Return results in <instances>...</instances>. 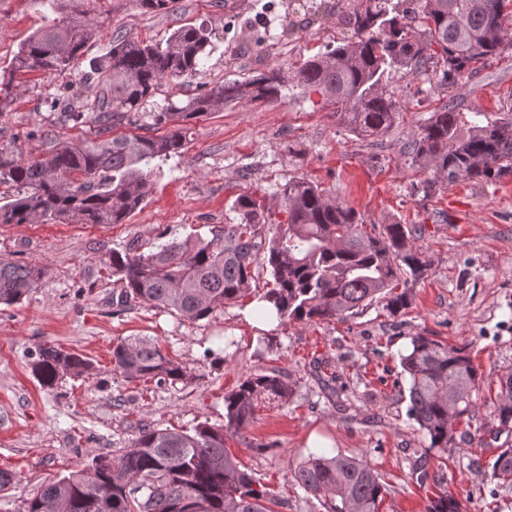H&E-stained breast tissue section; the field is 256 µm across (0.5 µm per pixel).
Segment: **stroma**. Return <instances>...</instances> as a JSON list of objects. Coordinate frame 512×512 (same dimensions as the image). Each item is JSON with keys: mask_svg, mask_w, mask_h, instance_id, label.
Returning <instances> with one entry per match:
<instances>
[{"mask_svg": "<svg viewBox=\"0 0 512 512\" xmlns=\"http://www.w3.org/2000/svg\"><path fill=\"white\" fill-rule=\"evenodd\" d=\"M93 15L99 28L86 45L91 57L118 34L159 40L200 24L215 32L201 72L164 84L154 98L158 108L258 69L292 71L344 36L335 16L320 14L279 39L288 0H179L173 14L143 11L136 0H96ZM247 19L261 38L250 47L237 34ZM44 23L36 0H0V72ZM64 84L41 72L17 76L14 102L0 113V145L38 151L40 142L26 136L36 127L85 137L86 126L61 123L49 108ZM388 89L398 116L383 136L355 135L331 101L293 87L281 100L229 104L193 122L184 153L165 162L125 223L0 224V261L46 271L21 303L0 304V470L16 476L0 492V512H24L38 485L56 473L97 454L119 455L140 426L223 424L225 393L271 369L290 383L291 397L258 400L228 446L243 469L287 501L284 512H323L292 478L296 462L317 446L362 458L379 473L380 512H426L444 491L462 512H512V491L490 476L499 448L512 443V430H500L496 417L498 379L512 369V173L483 187L444 182L424 199L413 186L431 172L403 153L446 102L491 118L512 113V45L452 85L403 70ZM295 177L353 207L365 226L415 229L430 270L413 284L407 309L393 315L376 303L343 321L285 318L264 328L252 314L270 278L260 268L249 293L199 321L146 303L120 304L121 286L106 268L112 251L233 223L242 194L273 223L286 222L282 189ZM416 335L466 346L482 375L471 413L445 448L431 447L409 415L400 356ZM133 336L157 341L186 368V379L131 382L113 371V345ZM43 345L82 355L91 373L42 386L30 364Z\"/></svg>", "mask_w": 512, "mask_h": 512, "instance_id": "35a3bbf8", "label": "stroma"}]
</instances>
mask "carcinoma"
Returning <instances> with one entry per match:
<instances>
[{
    "label": "carcinoma",
    "instance_id": "cac0c4a2",
    "mask_svg": "<svg viewBox=\"0 0 512 512\" xmlns=\"http://www.w3.org/2000/svg\"><path fill=\"white\" fill-rule=\"evenodd\" d=\"M64 18L47 22L25 40L0 77V112L9 105L13 74H63L80 63L96 22L85 0H43ZM361 0L336 11L320 0L314 12H337L351 41L327 46L291 77L279 69L226 80L184 105L169 102L148 116L168 126L157 137L115 134L137 123L163 82L199 73L212 33L193 25L153 42L117 35L105 53L68 83L71 99L61 120L90 125L94 138H61L33 130L43 139L36 155L0 146V185L13 190L0 205V224H122L145 202L160 163L183 153L192 121L240 102L274 101L288 82L321 93L336 103V115L359 136L378 137L394 124L398 104L386 89L393 71L440 73L448 84L474 70L480 60L512 43L505 28L508 0ZM412 162L433 176L414 186L427 199L441 180L487 185L512 172V115L475 123L448 102L434 112L410 142ZM287 223L273 224L248 195L235 202L236 224H214L210 237L190 233L144 253L132 242L114 250L106 263L122 284L127 302L147 303L190 320L209 317L225 302L242 297L263 268L271 276L264 300L277 318L343 319L378 300L396 314L409 305L407 279L429 270L424 253L411 243L405 224H387L372 234L357 212L325 195L304 178L283 190ZM40 268L0 261V304L20 302L43 277ZM32 372L45 387L65 373L83 375L91 363L82 356L41 346ZM113 370L128 379L182 381L186 370L146 338L112 347ZM409 385V415L433 448H446L454 424L470 411L481 373L466 348L414 336L401 358ZM497 417L512 425V370L498 379ZM290 385L274 370L253 374L224 396V424L201 422L181 430L142 426L130 447L117 456L98 454L83 468L58 475L27 500L24 512H278L284 506L241 469L226 442L252 419L259 398H287ZM494 479L512 486V444L492 464ZM295 483L312 494L324 512H379L384 486L368 463L355 457L311 453L294 468ZM428 512H460L445 494Z\"/></svg>",
    "mask_w": 512,
    "mask_h": 512
}]
</instances>
